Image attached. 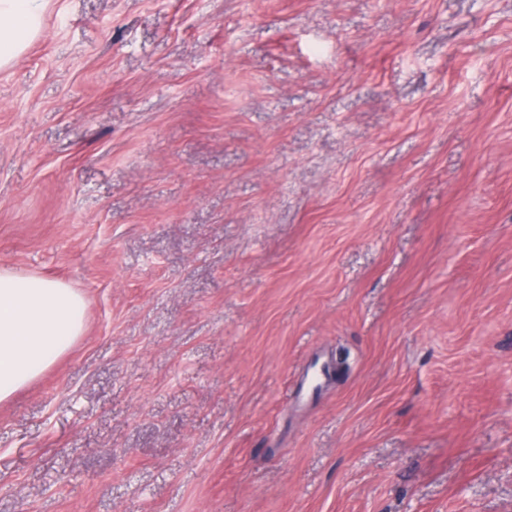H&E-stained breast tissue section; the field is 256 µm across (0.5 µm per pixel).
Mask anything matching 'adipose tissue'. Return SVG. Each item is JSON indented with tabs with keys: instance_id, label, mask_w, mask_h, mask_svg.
I'll return each instance as SVG.
<instances>
[{
	"instance_id": "ef3b65f1",
	"label": "adipose tissue",
	"mask_w": 512,
	"mask_h": 512,
	"mask_svg": "<svg viewBox=\"0 0 512 512\" xmlns=\"http://www.w3.org/2000/svg\"><path fill=\"white\" fill-rule=\"evenodd\" d=\"M48 0H0V69L40 36ZM83 297L36 273L0 270V402L53 366L82 335Z\"/></svg>"
}]
</instances>
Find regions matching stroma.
Here are the masks:
<instances>
[{"label":"stroma","mask_w":512,"mask_h":512,"mask_svg":"<svg viewBox=\"0 0 512 512\" xmlns=\"http://www.w3.org/2000/svg\"><path fill=\"white\" fill-rule=\"evenodd\" d=\"M1 268L0 512H512V0H49ZM83 297L36 273L0 270V402L53 366L82 335Z\"/></svg>","instance_id":"obj_1"}]
</instances>
